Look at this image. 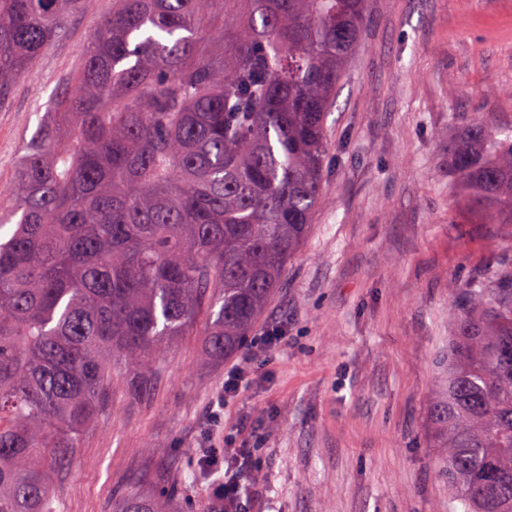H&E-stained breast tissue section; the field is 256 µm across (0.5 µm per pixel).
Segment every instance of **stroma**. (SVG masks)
Listing matches in <instances>:
<instances>
[{"label": "stroma", "instance_id": "35a3bbf8", "mask_svg": "<svg viewBox=\"0 0 512 512\" xmlns=\"http://www.w3.org/2000/svg\"><path fill=\"white\" fill-rule=\"evenodd\" d=\"M112 3L84 0L0 108L1 184ZM477 111L512 123V0H366L327 116L321 200L256 327H280L284 346L213 428L224 374L249 352L207 362L201 337H184L148 400L116 388L84 432L53 477L61 512H112L137 475L146 492L175 485L184 512H210L208 435L229 448L261 438L249 512H449L427 426L448 297L512 244V224L488 223L448 176V137Z\"/></svg>", "mask_w": 512, "mask_h": 512}]
</instances>
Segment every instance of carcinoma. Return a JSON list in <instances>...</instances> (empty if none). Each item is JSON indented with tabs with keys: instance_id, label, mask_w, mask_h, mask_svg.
<instances>
[{
	"instance_id": "obj_1",
	"label": "carcinoma",
	"mask_w": 512,
	"mask_h": 512,
	"mask_svg": "<svg viewBox=\"0 0 512 512\" xmlns=\"http://www.w3.org/2000/svg\"><path fill=\"white\" fill-rule=\"evenodd\" d=\"M115 0L0 188V512H58L52 473L112 402L205 319L204 356L247 345L306 238L325 121L366 0ZM83 0H0V105ZM448 175L512 224V125L473 112ZM429 427L462 512H512V246L451 289ZM113 512H162L127 492Z\"/></svg>"
}]
</instances>
